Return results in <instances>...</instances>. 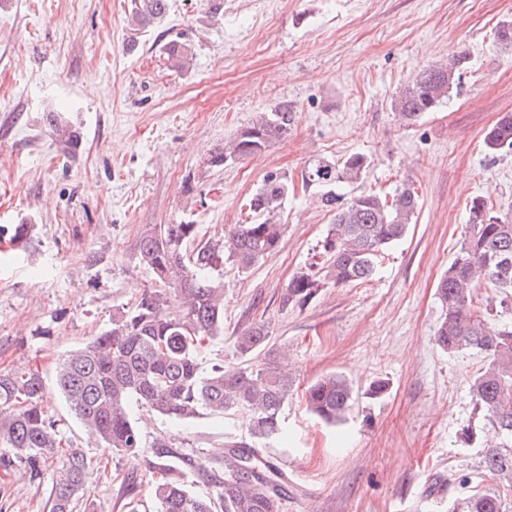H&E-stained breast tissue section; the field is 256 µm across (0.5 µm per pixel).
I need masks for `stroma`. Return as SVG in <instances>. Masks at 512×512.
Segmentation results:
<instances>
[{"label":"stroma","instance_id":"35a3bbf8","mask_svg":"<svg viewBox=\"0 0 512 512\" xmlns=\"http://www.w3.org/2000/svg\"><path fill=\"white\" fill-rule=\"evenodd\" d=\"M128 0H0V371L39 369L45 407L94 473L90 512H154L155 437L209 466L248 439L245 413L172 421L133 408L137 456L102 447L56 389L57 365L112 326L151 286L137 260L149 224H199L205 237L243 223L266 173L296 188L277 251L246 273L224 270V334L200 351L203 370L237 363L234 338L266 322L292 381L283 434L264 450L288 476L283 512H448L484 488V420L471 380L480 353L443 352L438 281L486 198L512 219V153L487 154L485 132L512 113V53L494 40L512 0H170L165 21L126 49ZM192 47L189 70L161 52ZM468 65L447 103L400 125L392 99L418 69L452 54ZM297 109L287 136L249 160L212 167V152L279 102ZM55 107L78 127V151L44 120ZM367 156L360 190L412 185L418 211L367 282L322 288L284 307L292 275L314 262L332 216L301 184L318 157ZM29 230L14 245L18 225ZM343 373L363 395L345 422L308 412L306 387ZM49 481L23 465L0 473V512H50Z\"/></svg>","mask_w":512,"mask_h":512}]
</instances>
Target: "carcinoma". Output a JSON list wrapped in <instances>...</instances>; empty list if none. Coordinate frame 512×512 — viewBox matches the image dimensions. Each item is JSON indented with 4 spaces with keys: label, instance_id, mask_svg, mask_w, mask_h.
I'll use <instances>...</instances> for the list:
<instances>
[{
    "label": "carcinoma",
    "instance_id": "cac0c4a2",
    "mask_svg": "<svg viewBox=\"0 0 512 512\" xmlns=\"http://www.w3.org/2000/svg\"><path fill=\"white\" fill-rule=\"evenodd\" d=\"M169 9V0H130L126 49L136 50L140 34L159 25ZM162 52L179 70L192 64L191 46L178 37L163 43ZM465 64V55L454 54L419 70L393 98L400 120L415 122L449 100ZM295 116L296 108L288 101L259 113L214 152L209 166L224 167L265 152L287 136ZM45 121L59 141L77 148L79 134L60 113L47 111ZM484 145L490 155L512 152V113L488 129ZM367 167V157L360 153L308 163L303 184L332 213V228L321 242L323 261L292 277L283 304L304 306L327 285L371 279L386 251L407 235L418 194L410 187L390 196L355 191ZM293 189L287 174L267 173L248 200L251 219L216 239L201 237L196 224L146 226L138 260L160 287L144 289L112 320V328L59 364L57 387L70 410L104 447L123 454L144 448L130 417L133 405L173 421L191 420L204 411L248 415L249 440L228 442L224 476L196 466L214 483V495H198L184 475H174L175 468L167 464L174 454L172 443L165 436L155 438L154 466L162 475L155 488L157 512H282L288 476L260 448L281 433L280 414L291 382L270 355L269 327L258 322L235 336L234 348L245 358L239 364L216 365L205 372L198 355L224 332V265L244 272L277 250L285 230L278 215ZM505 253L512 255V221L493 215L487 200H473L460 252L438 282L445 313L435 342L450 354L475 350L485 359L471 389L489 427L483 472L496 484L457 498L448 512H505L503 490L512 491V322L496 325L489 320L496 306L512 309V264L500 263ZM482 287L494 295L483 296ZM173 300L180 310H170ZM260 353L264 360H246ZM44 398L39 372L0 374V447L14 450L12 456L0 455V468L7 471L19 462L32 478L41 479L43 463L58 460L51 475V512H74L93 469L80 451L64 446ZM358 398L359 390L340 373L325 374L305 390L308 411L326 424L344 421Z\"/></svg>",
    "mask_w": 512,
    "mask_h": 512
}]
</instances>
